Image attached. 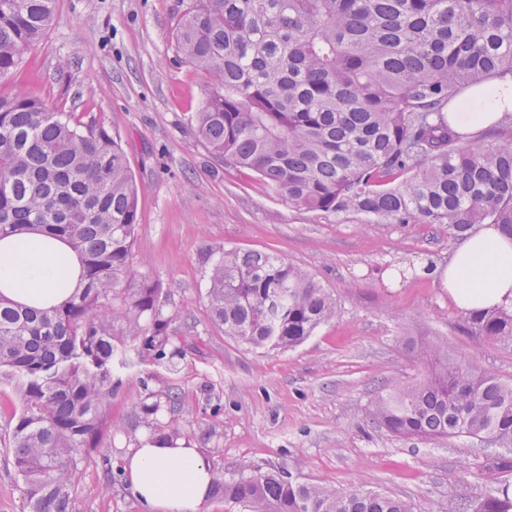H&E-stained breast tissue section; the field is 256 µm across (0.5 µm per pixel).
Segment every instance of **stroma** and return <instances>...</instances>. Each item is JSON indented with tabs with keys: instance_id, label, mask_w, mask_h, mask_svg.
<instances>
[{
	"instance_id": "1",
	"label": "stroma",
	"mask_w": 512,
	"mask_h": 512,
	"mask_svg": "<svg viewBox=\"0 0 512 512\" xmlns=\"http://www.w3.org/2000/svg\"><path fill=\"white\" fill-rule=\"evenodd\" d=\"M187 5L57 0L45 40L8 86L121 143L138 188L135 268L159 283L183 349L171 363L133 356L116 369L108 428L79 465L70 512H144L121 457L149 435L135 414L149 389L180 394L191 418L167 413L164 421L227 476L245 460L285 467L307 483L408 500L414 512H448L453 498L512 485V473L463 479L462 466L488 448L465 438L401 439L367 414L382 385L425 376L418 357L432 344L512 381V342L475 335L437 278L414 271L447 264L457 238L436 225L305 210L211 155L191 124L209 81L175 51ZM208 246L277 253L331 289L336 320L285 352L237 343L208 316ZM203 428L210 439H201Z\"/></svg>"
}]
</instances>
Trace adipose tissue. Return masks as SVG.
I'll return each mask as SVG.
<instances>
[{"label":"adipose tissue","instance_id":"1","mask_svg":"<svg viewBox=\"0 0 512 512\" xmlns=\"http://www.w3.org/2000/svg\"><path fill=\"white\" fill-rule=\"evenodd\" d=\"M512 112V78L467 90L448 109V123L470 134ZM80 264L61 241L37 233L0 240V293L28 305L63 302L78 286ZM455 306L464 312L512 305V235L495 224L476 226L440 269ZM124 478L147 512H201L213 471L200 448L138 443L122 459Z\"/></svg>","mask_w":512,"mask_h":512}]
</instances>
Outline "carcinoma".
<instances>
[{"instance_id":"1","label":"carcinoma","mask_w":512,"mask_h":512,"mask_svg":"<svg viewBox=\"0 0 512 512\" xmlns=\"http://www.w3.org/2000/svg\"><path fill=\"white\" fill-rule=\"evenodd\" d=\"M57 0H0V88L43 40ZM179 58L209 79L193 113L210 154L256 173L310 211L376 222L477 224L512 231V124L491 144L460 148L446 112L465 88L512 75V0H189L175 28ZM138 189L121 144L85 132L26 94L0 92V238L40 232L66 242L80 284L33 309L0 294V375L18 407L0 430L24 485L23 512H70L79 463L98 447L130 352L182 354L162 288L135 271ZM206 298L224 335L256 349L295 348L336 319L311 274L261 250L210 248ZM481 336L512 342V307L466 316ZM430 376L377 392L369 417L396 437L468 438L512 449V381L422 354ZM171 390L138 404L148 442L178 432L158 419ZM512 470V453L474 464ZM211 493L247 512H413L360 486L329 491L292 472L244 464L214 473ZM467 512H512V487L478 494Z\"/></svg>"}]
</instances>
